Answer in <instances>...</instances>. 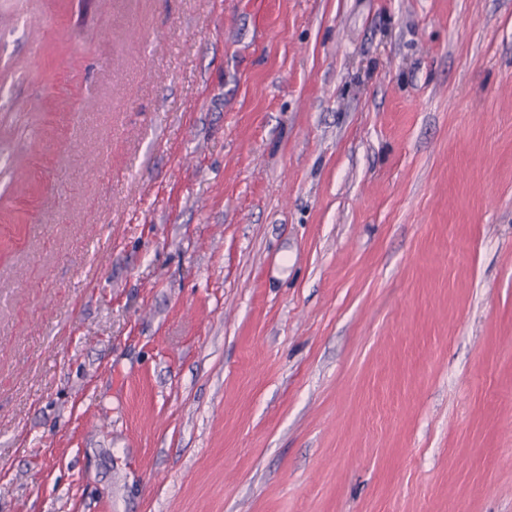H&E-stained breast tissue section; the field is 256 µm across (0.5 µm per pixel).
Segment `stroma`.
Instances as JSON below:
<instances>
[{
    "label": "stroma",
    "instance_id": "35a3bbf8",
    "mask_svg": "<svg viewBox=\"0 0 512 512\" xmlns=\"http://www.w3.org/2000/svg\"><path fill=\"white\" fill-rule=\"evenodd\" d=\"M0 512H512V0H0Z\"/></svg>",
    "mask_w": 512,
    "mask_h": 512
}]
</instances>
